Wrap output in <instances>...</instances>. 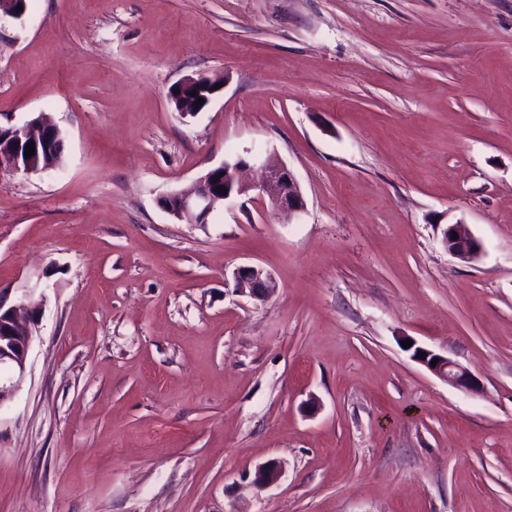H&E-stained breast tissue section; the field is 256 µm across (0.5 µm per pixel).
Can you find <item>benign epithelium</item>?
<instances>
[{"mask_svg":"<svg viewBox=\"0 0 512 512\" xmlns=\"http://www.w3.org/2000/svg\"><path fill=\"white\" fill-rule=\"evenodd\" d=\"M214 78L199 75L189 76L174 85L178 92L170 93V98L178 101L188 99L191 106H184L180 112L185 116H194L204 110L217 94L213 90ZM204 99L201 106L194 105L197 99ZM4 128L0 126V172L38 174L61 166L66 136L57 126L45 124L34 117L21 125L9 126L8 138L13 146L3 144ZM32 143L34 155L21 156L22 146ZM258 160V155L239 156L232 161L209 169L199 176L192 185L180 192L163 197L161 207L181 224H206L217 204L236 201L250 196L254 192L261 199L269 201L273 209L287 222L300 218L306 209L301 187L293 171L284 164H262L264 176L260 183L251 184L241 178L243 169ZM227 192L221 194L218 188ZM458 239H453V236ZM442 244L453 257L472 263L480 259L482 245L480 241L462 223L449 224L442 232ZM233 277L238 284L248 290L251 298L262 301L275 288L271 274L258 265H244L236 268ZM24 305L5 306L0 298V367L9 370L6 379L0 378V406L10 401L24 381L27 369L28 352L32 343V330L26 321H34L38 310L32 309L27 316L21 315ZM412 357L437 374L448 384L466 392L478 393L482 386L480 380L467 368L448 358L419 346H411ZM424 357H419V353ZM437 364H431L433 359ZM282 476L279 464L273 460L258 465L252 484L258 491L276 485Z\"/></svg>","mask_w":512,"mask_h":512,"instance_id":"1","label":"benign epithelium"}]
</instances>
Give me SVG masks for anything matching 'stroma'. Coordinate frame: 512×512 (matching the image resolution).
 Segmentation results:
<instances>
[{
  "label": "stroma",
  "mask_w": 512,
  "mask_h": 512,
  "mask_svg": "<svg viewBox=\"0 0 512 512\" xmlns=\"http://www.w3.org/2000/svg\"><path fill=\"white\" fill-rule=\"evenodd\" d=\"M198 74L224 89L181 115ZM38 115L63 167L0 174V296L40 310L0 512H512V0H27L0 124ZM248 150L301 223L161 208ZM244 264L276 292L238 295ZM214 79L215 78L209 76L199 75L197 77L189 76L184 78L182 81L178 82L170 90V98L174 99L171 101L174 104L175 108L178 110V104L176 103V101L182 99H189L190 102H195V104L189 107L186 105L182 107L180 110H178L184 116H194L198 112L204 110L208 106L212 98L224 88V82L221 80L220 83H223V86L217 90H213L212 83ZM175 89H179L180 93H174ZM192 92H197V96H191ZM198 98H203L204 103L201 106H199V108H196V100ZM454 234L458 235V239L453 240ZM442 244L451 256L464 262H476L482 254L480 241L462 223L448 224L443 229ZM411 349H413L412 357L416 361L425 365L440 378L447 381L448 384L466 392L478 393L481 391L482 386L480 380L464 366L427 349L415 346L413 342L408 350ZM419 351L424 353L423 359L419 358ZM434 358H438L436 366H432L431 364ZM282 476V471L276 461L259 464L254 472L252 484L258 491H263L276 485Z\"/></svg>",
  "instance_id": "stroma-1"
}]
</instances>
